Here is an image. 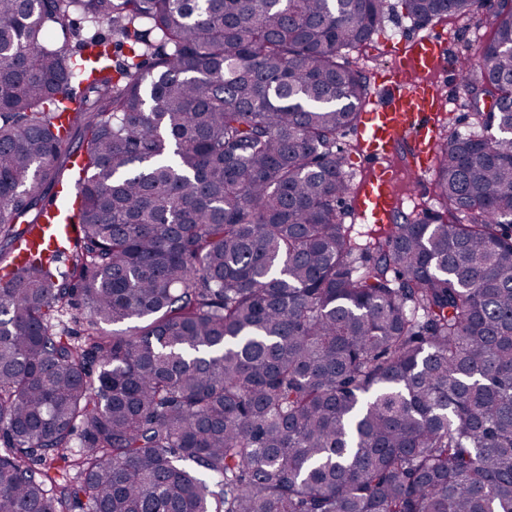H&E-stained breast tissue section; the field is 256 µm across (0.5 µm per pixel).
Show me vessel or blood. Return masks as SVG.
Listing matches in <instances>:
<instances>
[{
    "mask_svg": "<svg viewBox=\"0 0 512 512\" xmlns=\"http://www.w3.org/2000/svg\"><path fill=\"white\" fill-rule=\"evenodd\" d=\"M447 63L443 40L430 34L413 39L381 79L385 100L362 112L360 152L369 163V176L352 204L358 223H390L403 205L402 195L382 166L386 157L403 153L414 178H422L428 172L438 140L433 115L444 105L427 76ZM60 234L72 236V225H42L27 236L25 246L14 257V265L23 263L29 249L54 242Z\"/></svg>",
    "mask_w": 512,
    "mask_h": 512,
    "instance_id": "obj_1",
    "label": "vessel or blood"
}]
</instances>
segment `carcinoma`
<instances>
[{"instance_id": "obj_1", "label": "carcinoma", "mask_w": 512, "mask_h": 512, "mask_svg": "<svg viewBox=\"0 0 512 512\" xmlns=\"http://www.w3.org/2000/svg\"><path fill=\"white\" fill-rule=\"evenodd\" d=\"M398 6L475 0H0V266L79 225L0 280V512H512V0L440 209L360 241L348 54ZM360 127L358 125L345 132L339 140L341 148L352 149V153L349 156L348 164L350 170L354 174V186L359 182L361 178V169H363V162L356 151V142L358 139ZM73 227V224H39L32 234L25 237V246L19 245L17 247L20 249L15 254L12 267H18L23 263L30 248L46 245L47 243L52 245L58 234L73 237L75 235ZM39 229L42 231L40 232ZM12 267L5 269L2 274H7Z\"/></svg>"}]
</instances>
